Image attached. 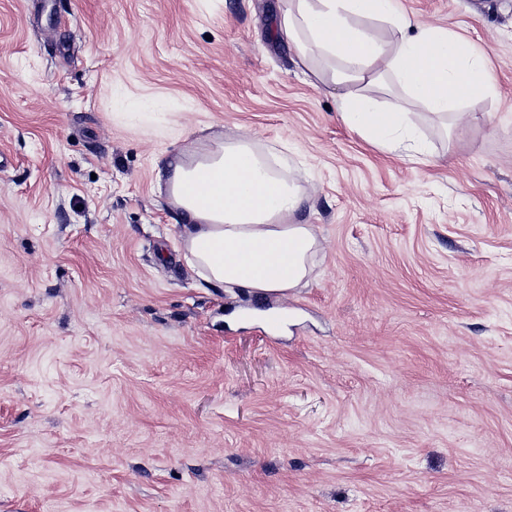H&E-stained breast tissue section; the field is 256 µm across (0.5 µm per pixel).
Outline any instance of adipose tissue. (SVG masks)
I'll return each instance as SVG.
<instances>
[{"label":"adipose tissue","instance_id":"ef3b65f1","mask_svg":"<svg viewBox=\"0 0 512 512\" xmlns=\"http://www.w3.org/2000/svg\"><path fill=\"white\" fill-rule=\"evenodd\" d=\"M276 35L335 87L342 122L382 150L428 155L414 113L451 130L473 120L468 102L495 93L483 54L448 29L411 23L398 0H285ZM376 88L388 107H378ZM166 174L186 221L184 258L205 282L284 295L310 275L320 243L294 221L307 192L285 158L248 138L218 139L180 151Z\"/></svg>","mask_w":512,"mask_h":512}]
</instances>
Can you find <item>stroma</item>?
I'll return each instance as SVG.
<instances>
[{"label": "stroma", "instance_id": "35a3bbf8", "mask_svg": "<svg viewBox=\"0 0 512 512\" xmlns=\"http://www.w3.org/2000/svg\"><path fill=\"white\" fill-rule=\"evenodd\" d=\"M496 96L366 144L283 0H0V512H512V0H399ZM287 158L321 242L280 299L187 268L158 173Z\"/></svg>", "mask_w": 512, "mask_h": 512}]
</instances>
